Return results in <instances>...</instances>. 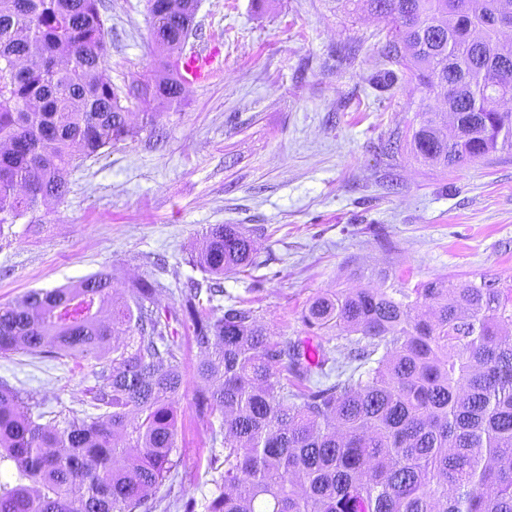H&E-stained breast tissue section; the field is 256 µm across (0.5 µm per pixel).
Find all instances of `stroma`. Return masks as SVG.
<instances>
[{
    "instance_id": "1",
    "label": "stroma",
    "mask_w": 512,
    "mask_h": 512,
    "mask_svg": "<svg viewBox=\"0 0 512 512\" xmlns=\"http://www.w3.org/2000/svg\"><path fill=\"white\" fill-rule=\"evenodd\" d=\"M113 83L154 69L147 0H104ZM386 26L349 0H199L188 46L220 44L224 72L186 88L138 134L77 160L63 200L0 237V304L101 270L116 296L164 260L163 304L203 274L187 262L206 229L238 224L256 263L225 276L224 305L257 311L272 339L306 341L302 316L319 295L408 285L439 275L512 283V151L440 171L414 160L406 137L445 102L401 81L377 85ZM200 353L183 346L181 464L155 492L159 512L182 496L207 502L223 455L194 394ZM0 382L46 409L90 412V361L18 351L0 356Z\"/></svg>"
}]
</instances>
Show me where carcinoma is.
<instances>
[{
    "label": "carcinoma",
    "mask_w": 512,
    "mask_h": 512,
    "mask_svg": "<svg viewBox=\"0 0 512 512\" xmlns=\"http://www.w3.org/2000/svg\"><path fill=\"white\" fill-rule=\"evenodd\" d=\"M387 22L386 57L448 111L412 130V157L442 170L512 150V39L503 0H352ZM101 0H0V231L67 193L76 160L132 139L108 55ZM193 7L149 0L153 43L180 49ZM183 92L163 60L135 100ZM237 224H215L188 263L208 274L162 305L156 278L112 295L105 271L0 304V354L112 360L86 389L100 413L41 423L25 390L0 384V512H150L180 465L173 399L185 383L175 321L204 358L202 415L219 414L224 473L205 512H512V286L445 277L338 291L303 316L318 341L266 336L255 311L207 308L253 263ZM334 331L342 347L319 332ZM345 359L374 363L364 372ZM291 375L282 382L281 373Z\"/></svg>",
    "instance_id": "cac0c4a2"
}]
</instances>
